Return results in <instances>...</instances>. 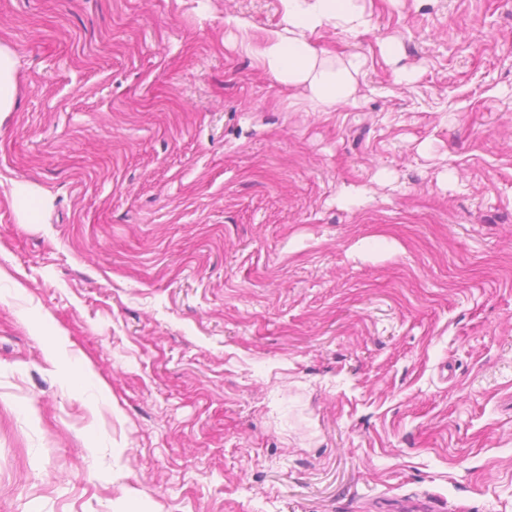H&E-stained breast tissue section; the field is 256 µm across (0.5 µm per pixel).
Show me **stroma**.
Wrapping results in <instances>:
<instances>
[{
    "label": "stroma",
    "instance_id": "obj_1",
    "mask_svg": "<svg viewBox=\"0 0 512 512\" xmlns=\"http://www.w3.org/2000/svg\"><path fill=\"white\" fill-rule=\"evenodd\" d=\"M359 3L0 0V512H512V0ZM282 31L255 50L261 65L285 86L302 89L303 101L317 112L355 102L364 60L357 54L336 64L306 39V33L335 23L350 33L369 28V15L356 0H283ZM15 61L6 49H0V112L10 111L13 104V73Z\"/></svg>",
    "mask_w": 512,
    "mask_h": 512
}]
</instances>
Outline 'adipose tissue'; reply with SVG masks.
<instances>
[{"label":"adipose tissue","instance_id":"ef3b65f1","mask_svg":"<svg viewBox=\"0 0 512 512\" xmlns=\"http://www.w3.org/2000/svg\"><path fill=\"white\" fill-rule=\"evenodd\" d=\"M283 4V30L268 36L255 51L261 65L283 85L300 88L314 111L354 102L363 59L355 54L333 62L306 35L330 23L351 33L366 31L370 20L363 7L357 0H283Z\"/></svg>","mask_w":512,"mask_h":512}]
</instances>
